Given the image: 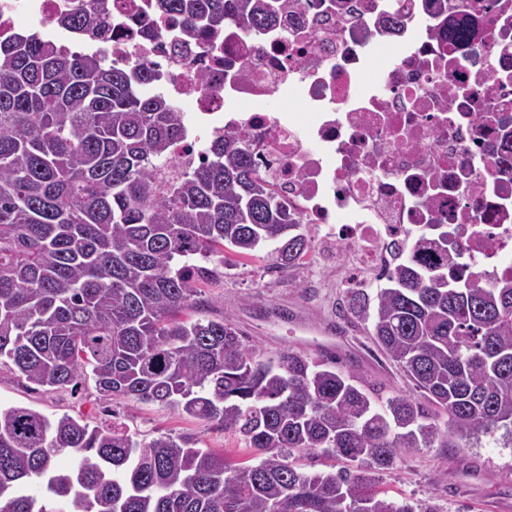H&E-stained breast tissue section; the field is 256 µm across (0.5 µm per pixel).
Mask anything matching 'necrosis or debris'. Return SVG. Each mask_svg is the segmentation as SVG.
I'll return each instance as SVG.
<instances>
[{
    "label": "necrosis or debris",
    "instance_id": "1",
    "mask_svg": "<svg viewBox=\"0 0 512 512\" xmlns=\"http://www.w3.org/2000/svg\"><path fill=\"white\" fill-rule=\"evenodd\" d=\"M85 2L0 0V40L30 27L152 69L146 92L189 106L178 165L245 132L319 252L348 243L355 279L441 232L449 273L512 279V0H289L272 25L190 38L153 0H111L103 38L59 24Z\"/></svg>",
    "mask_w": 512,
    "mask_h": 512
}]
</instances>
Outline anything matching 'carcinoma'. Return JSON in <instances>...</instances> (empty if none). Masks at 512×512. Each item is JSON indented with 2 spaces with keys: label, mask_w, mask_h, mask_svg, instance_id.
I'll return each mask as SVG.
<instances>
[{
  "label": "carcinoma",
  "mask_w": 512,
  "mask_h": 512,
  "mask_svg": "<svg viewBox=\"0 0 512 512\" xmlns=\"http://www.w3.org/2000/svg\"><path fill=\"white\" fill-rule=\"evenodd\" d=\"M190 28L264 27L268 0H155ZM109 0L59 17L100 30ZM181 113L103 55L40 38L0 42V364L36 386L92 373L104 400L131 399L216 421L254 462L186 436L133 440L117 421L89 429L0 407V512H438L394 500L379 476L405 448L512 443V280L459 281L406 256L343 310L416 395L381 393L351 365L293 351L257 361L224 317L185 321L210 264L263 245L277 269L311 249L261 177L245 135L177 166ZM75 457L60 471L62 453ZM343 463L306 473L297 454ZM40 483L53 507L28 493Z\"/></svg>",
  "instance_id": "1"
}]
</instances>
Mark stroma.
Returning <instances> with one entry per match:
<instances>
[{
    "label": "stroma",
    "instance_id": "stroma-1",
    "mask_svg": "<svg viewBox=\"0 0 512 512\" xmlns=\"http://www.w3.org/2000/svg\"><path fill=\"white\" fill-rule=\"evenodd\" d=\"M348 256L343 247L330 260L309 258L289 271L269 268L260 258L218 268L202 285L200 303L191 314L231 320L255 359L265 361L287 349L315 359L327 341L328 350L352 361L385 394L409 390L399 368L340 307ZM0 406L28 407L51 419L68 414L92 427L117 419L140 440L188 436L200 447L224 450L242 461L251 458L244 442L217 423L155 404L102 401L90 379L74 388L46 391L0 365ZM381 487L392 498L434 499L441 512H512V446H504L497 435L480 437L470 448H406L395 467L382 475Z\"/></svg>",
    "mask_w": 512,
    "mask_h": 512
}]
</instances>
